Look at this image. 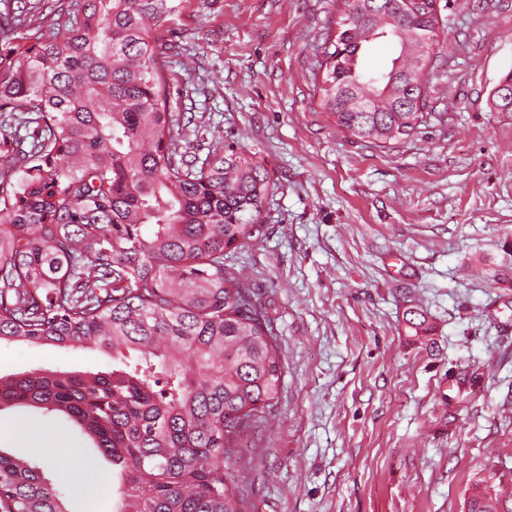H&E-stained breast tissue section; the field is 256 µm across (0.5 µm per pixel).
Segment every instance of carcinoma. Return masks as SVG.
Instances as JSON below:
<instances>
[{
	"label": "carcinoma",
	"mask_w": 512,
	"mask_h": 512,
	"mask_svg": "<svg viewBox=\"0 0 512 512\" xmlns=\"http://www.w3.org/2000/svg\"><path fill=\"white\" fill-rule=\"evenodd\" d=\"M349 23L323 34L314 85L336 126L379 147L423 122L434 0H336ZM164 0H41L0 14V112L33 115L3 135L0 341L112 352V371L0 376V408L64 416L112 465L118 512H248L224 465L278 402L283 365L251 288L224 255L256 236L272 190L250 151L215 141L202 163L172 133L164 52L148 20ZM421 43L391 69L376 42ZM374 95L357 112L351 99ZM0 512H68L40 468L0 453Z\"/></svg>",
	"instance_id": "1"
}]
</instances>
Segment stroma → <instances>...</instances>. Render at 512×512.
<instances>
[{
	"mask_svg": "<svg viewBox=\"0 0 512 512\" xmlns=\"http://www.w3.org/2000/svg\"><path fill=\"white\" fill-rule=\"evenodd\" d=\"M437 9L428 113L385 148L319 106L336 0H165L149 20L180 150L202 159L222 139L273 182L228 259L283 362L277 405L228 451L251 463L249 512H467L480 491L512 512V112L496 106L512 0ZM111 368L92 346L0 343L1 376ZM0 451L37 463L69 512H116L110 465L96 498L78 495L94 450L65 419L2 410Z\"/></svg>",
	"mask_w": 512,
	"mask_h": 512,
	"instance_id": "35a3bbf8",
	"label": "stroma"
}]
</instances>
